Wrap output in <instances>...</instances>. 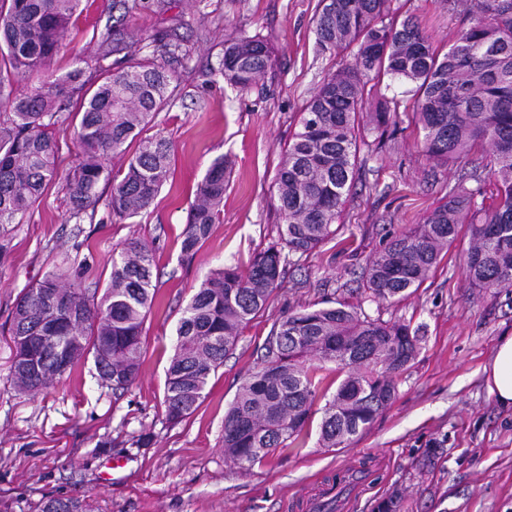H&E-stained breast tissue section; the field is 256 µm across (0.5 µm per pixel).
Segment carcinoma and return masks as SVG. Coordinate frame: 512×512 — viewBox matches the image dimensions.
<instances>
[{
  "mask_svg": "<svg viewBox=\"0 0 512 512\" xmlns=\"http://www.w3.org/2000/svg\"><path fill=\"white\" fill-rule=\"evenodd\" d=\"M82 0H0V255L8 224L30 213L58 176L54 127L71 99L79 102V162L66 183L73 215L95 210L97 187L112 185L113 216L128 220L153 203L168 180L170 142L146 132L170 106L173 64L187 56L178 38L161 53L140 55L138 42L114 25L98 39L94 63L81 53L63 75L49 71L69 44ZM392 0H320L314 19L322 50L353 55L305 102L280 153L270 199L282 224L278 239L254 254L247 271L216 268L182 311L166 370L163 405L177 423L200 405L212 373L236 347L242 330L282 287L291 255H309L336 237L352 199L360 131L380 137L400 101L380 92L384 80L411 85L413 118L425 155L458 167L457 182L424 222L395 236L364 272L371 296L399 300L420 287L442 252L467 229L465 268L472 287L512 285V0H453L465 23L447 51L435 47L412 15ZM271 43L231 36L216 71L242 90L272 66ZM35 77L24 93L13 84ZM126 164L111 166L114 156ZM229 177L224 157L197 182L180 234L191 262L220 222ZM153 253L137 240L112 255L104 288L65 282L49 273L16 299L10 318L11 375L36 393L92 355L100 379L123 392L135 382L143 325L157 294ZM419 338L404 323L372 319L343 303L291 310L274 323L262 366L248 373L224 415V455L240 467L277 449L297 447L322 407L320 437L338 448L362 434L395 399L396 374L415 357ZM346 373L333 394L314 362ZM41 512H86L77 498L48 497Z\"/></svg>",
  "mask_w": 512,
  "mask_h": 512,
  "instance_id": "obj_1",
  "label": "carcinoma"
}]
</instances>
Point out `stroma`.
<instances>
[{
    "label": "stroma",
    "instance_id": "stroma-1",
    "mask_svg": "<svg viewBox=\"0 0 512 512\" xmlns=\"http://www.w3.org/2000/svg\"><path fill=\"white\" fill-rule=\"evenodd\" d=\"M88 3L75 48L90 57L94 33L112 22L113 0ZM397 4L418 17L434 46L452 44L463 17L446 0ZM318 5L172 0L162 15L144 6L126 14L123 27L142 55L155 54L165 33L189 51L175 67L173 105L152 124L171 143V175L134 220L113 217L106 186L93 216H72L63 176L78 162L77 123L70 117L56 125L60 177L24 223L8 225L9 249L0 256V512H39L52 494L86 500L91 512H297L321 484L349 472L361 483L353 512H375L389 499L397 500V512H512V407L489 393L486 372L498 338L512 334V286H470L463 235L404 299L381 301L363 289L369 262L392 236L421 223L457 179L423 153L408 86L399 81L388 91L402 102L397 134L380 150L360 152L354 199L336 239L291 257L282 289L211 375L198 409L175 424L165 417V372L183 308L211 270L247 268L253 253L276 239L281 220L270 192L280 151L302 104L350 61L318 46ZM238 34H258L274 46L272 68L247 91L215 71L225 39ZM220 155L231 163L224 212L187 264L179 235L196 183ZM131 239L151 249L159 288L134 384L114 394L87 357L44 392L18 391L5 328L16 298L52 271L87 285L107 279L114 249ZM327 299L417 332L418 351L396 378L394 401L347 446L322 447L316 415L302 449L278 450L239 469L224 455L225 411L247 371L260 366L276 319ZM142 436L148 446H137Z\"/></svg>",
    "mask_w": 512,
    "mask_h": 512
}]
</instances>
